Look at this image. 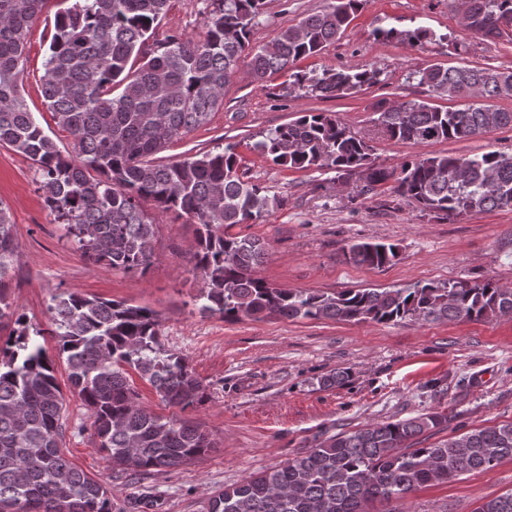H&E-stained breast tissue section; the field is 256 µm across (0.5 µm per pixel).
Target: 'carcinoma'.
Listing matches in <instances>:
<instances>
[{"label":"carcinoma","mask_w":512,"mask_h":512,"mask_svg":"<svg viewBox=\"0 0 512 512\" xmlns=\"http://www.w3.org/2000/svg\"><path fill=\"white\" fill-rule=\"evenodd\" d=\"M170 0H74L55 14L44 61L42 95L58 129L73 142L64 155L30 112L20 84L28 33L47 0H0V145L38 169L49 210L66 224L88 262L144 273L154 260L155 220L142 209L176 212L198 225L193 270L202 281V315L226 321L332 319L390 323L444 322L512 316V288L491 280L409 288H351L328 294L280 288L257 276L266 259L258 239L228 233L278 205L240 172L232 145L158 163L174 138L208 123L224 105V89L244 59L262 86L288 75L290 92L343 98L378 82L375 67L304 72L297 63L319 55L344 34L364 0H329L324 9L253 46L250 35L266 0H214L204 35L172 31L150 42ZM463 29L499 38V18L512 0H459ZM377 37L412 45L444 39L430 29H379ZM426 99L379 110L377 121L397 143L465 140L492 128H512V110L490 104L512 96V70L432 64L410 73ZM466 101L442 108L432 99ZM254 149L291 169L334 170L362 182L358 196L394 181L396 195L425 215H463L512 208V154H442L407 160L400 170L375 165L373 147L336 115L307 112L271 130ZM345 256L382 268L395 245L355 242ZM18 243L0 202V512H112L107 488L75 466L62 445L66 398L41 339H59L69 390L90 414L95 445L134 476L181 466L215 447L192 418L158 415L140 402L132 374L149 382L167 405L184 412L208 393L187 360L160 340L157 312L113 300L62 292L48 307L51 329L32 327L9 295ZM448 424V416L418 417L340 433L302 456L212 493L206 512H366L367 504L402 501L422 485L446 483L512 459V421L475 429L438 444L418 437ZM476 512H512V492Z\"/></svg>","instance_id":"obj_1"}]
</instances>
